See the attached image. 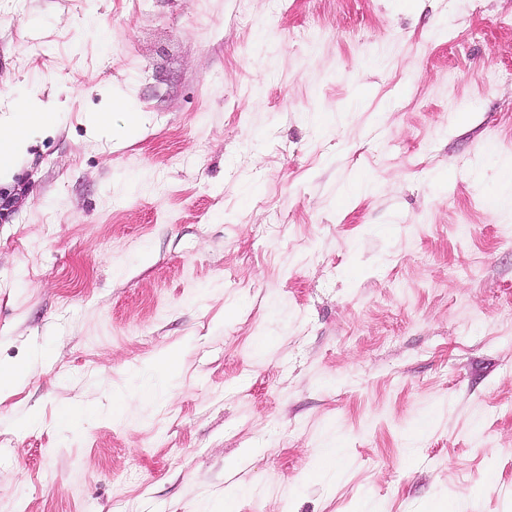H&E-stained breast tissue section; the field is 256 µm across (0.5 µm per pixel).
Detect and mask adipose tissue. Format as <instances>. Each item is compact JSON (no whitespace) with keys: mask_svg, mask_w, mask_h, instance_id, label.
<instances>
[{"mask_svg":"<svg viewBox=\"0 0 512 512\" xmlns=\"http://www.w3.org/2000/svg\"><path fill=\"white\" fill-rule=\"evenodd\" d=\"M57 115L51 110L24 103L0 122V178L8 176L18 152L26 145L30 133L52 127Z\"/></svg>","mask_w":512,"mask_h":512,"instance_id":"obj_1","label":"adipose tissue"}]
</instances>
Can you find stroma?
<instances>
[{
    "label": "stroma",
    "instance_id": "1",
    "mask_svg": "<svg viewBox=\"0 0 512 512\" xmlns=\"http://www.w3.org/2000/svg\"><path fill=\"white\" fill-rule=\"evenodd\" d=\"M21 100L0 512H512V0H0Z\"/></svg>",
    "mask_w": 512,
    "mask_h": 512
}]
</instances>
